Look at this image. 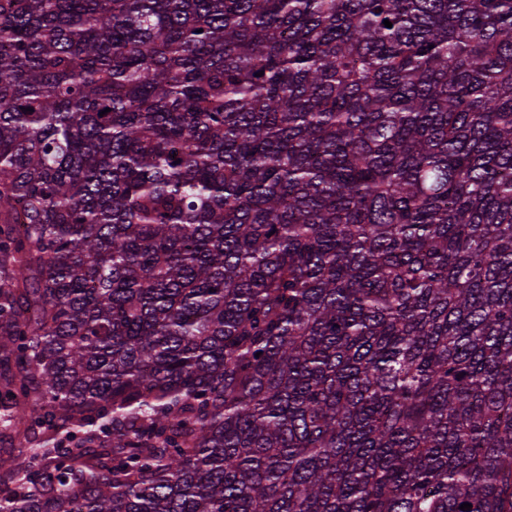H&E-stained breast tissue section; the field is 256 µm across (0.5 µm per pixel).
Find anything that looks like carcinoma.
<instances>
[{
  "mask_svg": "<svg viewBox=\"0 0 512 512\" xmlns=\"http://www.w3.org/2000/svg\"><path fill=\"white\" fill-rule=\"evenodd\" d=\"M2 435L0 512H512V0H0Z\"/></svg>",
  "mask_w": 512,
  "mask_h": 512,
  "instance_id": "cac0c4a2",
  "label": "carcinoma"
}]
</instances>
